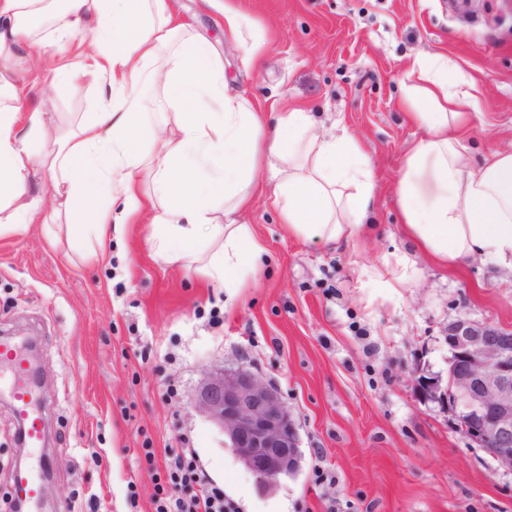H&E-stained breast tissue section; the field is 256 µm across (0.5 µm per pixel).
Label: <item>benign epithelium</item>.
Listing matches in <instances>:
<instances>
[{"label":"benign epithelium","mask_w":512,"mask_h":512,"mask_svg":"<svg viewBox=\"0 0 512 512\" xmlns=\"http://www.w3.org/2000/svg\"><path fill=\"white\" fill-rule=\"evenodd\" d=\"M448 380L423 371L415 388L451 412L453 424L512 473V328L462 314L448 322ZM190 407L217 427L265 488L300 467L299 437L278 388L249 368L210 374Z\"/></svg>","instance_id":"1"}]
</instances>
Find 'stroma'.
Instances as JSON below:
<instances>
[{"instance_id": "obj_1", "label": "stroma", "mask_w": 512, "mask_h": 512, "mask_svg": "<svg viewBox=\"0 0 512 512\" xmlns=\"http://www.w3.org/2000/svg\"><path fill=\"white\" fill-rule=\"evenodd\" d=\"M228 2L252 20L244 39L264 45L258 67L224 31ZM170 3L212 46L231 88L267 109L309 112L319 132L358 138L374 168V229L357 251H335L290 236L258 198L239 220L265 253L243 288L156 256L148 211L97 257L63 213L0 237V332L34 337L44 365L40 512H153L151 468L179 435L235 512H512V473L414 391L417 370L447 374L445 329L458 315L512 327V271L479 258L451 269L414 253L395 194L421 134L402 105L415 55L446 54L473 80L479 108L458 134L474 165L512 149V0ZM43 87L32 103L49 131L97 110L86 81L49 72ZM396 250L414 254L413 286L363 287L362 266ZM241 366L277 386L296 423L301 468L272 489L189 405L209 374ZM172 384L180 398L168 396ZM32 462L1 400L0 512L12 510L17 468Z\"/></svg>"}]
</instances>
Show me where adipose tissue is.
<instances>
[{
  "mask_svg": "<svg viewBox=\"0 0 512 512\" xmlns=\"http://www.w3.org/2000/svg\"><path fill=\"white\" fill-rule=\"evenodd\" d=\"M56 23L97 45L59 57L55 70L93 82L102 106L93 121L52 137L15 74L37 72L32 32ZM183 32L167 0H0V236L34 223L47 202L71 215L76 238L92 232L100 242L154 207L157 255L203 262L213 280L237 288L264 251L237 216L269 183L290 235L356 246L375 196L358 140L315 132L299 109L267 119L230 91L210 48ZM406 76L404 104L422 131L397 180L407 237L445 266L478 257L512 268V150L472 164L456 130L478 99L447 55H416ZM158 85L163 112L149 94ZM202 90L221 111L204 109ZM201 153L219 168L218 181L200 177ZM362 273L367 287L406 288L416 269L408 254L390 252Z\"/></svg>",
  "mask_w": 512,
  "mask_h": 512,
  "instance_id": "ef3b65f1",
  "label": "adipose tissue"
}]
</instances>
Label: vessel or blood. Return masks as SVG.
I'll return each mask as SVG.
<instances>
[{
	"label": "vessel or blood",
	"instance_id": "b4317fda",
	"mask_svg": "<svg viewBox=\"0 0 512 512\" xmlns=\"http://www.w3.org/2000/svg\"><path fill=\"white\" fill-rule=\"evenodd\" d=\"M34 379L29 361L20 346L13 339L0 336V396L9 398L22 424V439L32 449L42 447L44 433L42 420L34 403ZM16 499L24 506L37 504L41 499V478L39 469H31L16 484Z\"/></svg>",
	"mask_w": 512,
	"mask_h": 512
}]
</instances>
